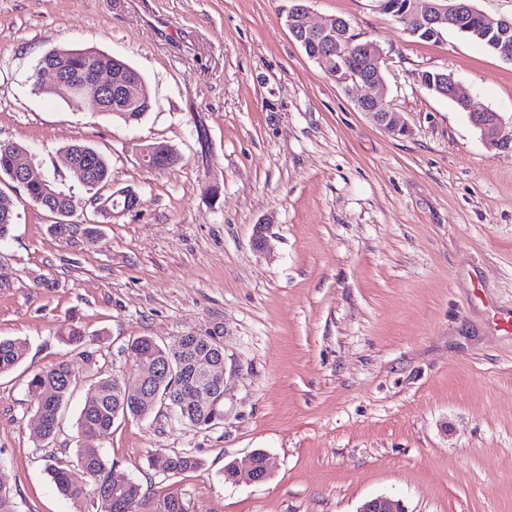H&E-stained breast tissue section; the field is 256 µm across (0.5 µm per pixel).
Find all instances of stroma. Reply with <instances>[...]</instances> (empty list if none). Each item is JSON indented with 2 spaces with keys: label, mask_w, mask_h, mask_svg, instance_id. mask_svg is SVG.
Masks as SVG:
<instances>
[{
  "label": "stroma",
  "mask_w": 512,
  "mask_h": 512,
  "mask_svg": "<svg viewBox=\"0 0 512 512\" xmlns=\"http://www.w3.org/2000/svg\"><path fill=\"white\" fill-rule=\"evenodd\" d=\"M290 0H0V141L43 171L79 142L140 208L101 242L0 196L17 219L0 240V337L24 362L0 376V467L17 512H76L47 472L76 448L95 377L130 373L141 336L224 338V421L189 428L156 408L120 418L99 445L147 499L189 512H356L377 495L406 512H512V149L489 145L421 72L452 74L477 110L512 124V60L457 31L425 42L377 0H308L387 57L385 106L400 136L360 112L361 87L328 78L284 23ZM93 47L144 77L152 108L128 125L34 91L39 59ZM164 143L177 163L138 162ZM268 224L267 246L252 245ZM50 287H36L40 278ZM93 337V361L61 340ZM69 361L78 383L50 445L34 436L32 369ZM262 483H229L255 451ZM188 452L198 471L157 473Z\"/></svg>",
  "instance_id": "1"
}]
</instances>
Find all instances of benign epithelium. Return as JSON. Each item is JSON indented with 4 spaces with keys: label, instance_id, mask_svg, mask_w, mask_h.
<instances>
[{
    "label": "benign epithelium",
    "instance_id": "benign-epithelium-1",
    "mask_svg": "<svg viewBox=\"0 0 512 512\" xmlns=\"http://www.w3.org/2000/svg\"><path fill=\"white\" fill-rule=\"evenodd\" d=\"M307 0H293L288 9L291 18L297 20L301 26L303 38L300 39L301 46L310 51V58L317 61L327 75L344 86L364 85L375 90V94L363 96L357 99V108L367 114L378 126L399 135L408 132L407 125L401 120L398 113L380 106L385 93L382 71L387 58L378 44L366 41L353 44V50L360 54L364 60V69L343 71L339 64L336 52L311 51V43L331 37H341L342 26L335 18H329L324 22L313 25L309 21V11L306 5ZM476 12V8L467 3V0H414L406 4L404 10L394 13L398 20L405 19L410 15L417 17L415 33L425 29L434 34H440L445 25L452 23L460 24V20L469 13ZM82 53L84 50H68L57 55H46L35 69L34 89H43V75H53L54 83L50 91L59 94L69 101L87 99L93 102L98 110L102 111L112 105L118 106L127 112V122L137 120L133 113L140 112L144 108H151L150 98H137L141 78L135 76L134 70L122 59L113 55L93 52L97 56V64L91 69H80L72 61V57ZM429 90L444 97H450L457 101L468 104V111L474 117V126L480 130L483 136L492 137L498 134L502 118L496 112L477 111L471 107L469 98L462 95L454 78L443 74L435 79ZM5 149L10 159L11 174L17 187L26 189L32 182L45 187V192L51 196L57 192L51 190V182L58 181V175H46L36 170L34 155L31 151L18 143L8 142ZM140 163H149L156 171L165 170L169 165V147L163 143H156L143 147L138 155ZM140 359L147 360V365L139 368L133 373L137 379V385L147 387L151 378L164 372V365L156 359L153 350H145L140 353ZM210 394L207 389L199 387L183 396L180 406L203 407L209 404ZM272 472L268 455L257 458L252 455L249 459L247 479L252 483L265 481ZM358 512H404L399 502L386 497L378 496L365 501Z\"/></svg>",
    "mask_w": 512,
    "mask_h": 512
}]
</instances>
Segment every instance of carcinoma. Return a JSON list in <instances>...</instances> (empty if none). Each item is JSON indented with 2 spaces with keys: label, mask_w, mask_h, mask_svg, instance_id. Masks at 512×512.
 I'll use <instances>...</instances> for the list:
<instances>
[{
  "label": "carcinoma",
  "mask_w": 512,
  "mask_h": 512,
  "mask_svg": "<svg viewBox=\"0 0 512 512\" xmlns=\"http://www.w3.org/2000/svg\"><path fill=\"white\" fill-rule=\"evenodd\" d=\"M483 18L467 19L457 31L480 41L490 51L500 56L512 55V30L506 35H491L482 38L474 31L482 26ZM93 158L94 172L92 183L87 189L93 198L109 207L111 195L100 191L112 184V170L108 160L94 148L74 143L61 149L62 163L79 162L84 155ZM64 341L79 350L85 360H90L92 352L87 349L85 333L81 328H68ZM144 349H151L158 359L168 365V371L150 381V396L144 398L140 390L133 387L130 380H120L114 376L96 380L86 396L77 422V448L72 458H56L48 466L50 476L57 490L72 500L77 512H188L184 499L175 494H167L156 502L147 503L142 488L134 480L123 489L114 490L109 482L112 463L103 454L96 441L105 435L119 417L143 420L149 417L156 407L162 406L170 412L178 424L191 428H210L222 423L224 414V384L218 374L224 369V343L216 333L206 332L198 344L180 356L156 343L149 336H141L127 347L129 357L135 359ZM23 343L9 338H0V374L16 368L25 358ZM78 382L73 366L60 361L31 371L27 381L28 393L36 402L35 413L42 421V436L53 439L59 425L61 410L67 405ZM206 382L212 396L211 405L203 411L194 410L186 414L172 407V397ZM159 471L176 475L189 470H198L201 460L188 452L176 453L164 458L162 463L150 461ZM79 466L87 473V483L74 485L69 477L71 468ZM0 512H16L15 488L8 474L0 468Z\"/></svg>",
  "instance_id": "carcinoma-1"
}]
</instances>
